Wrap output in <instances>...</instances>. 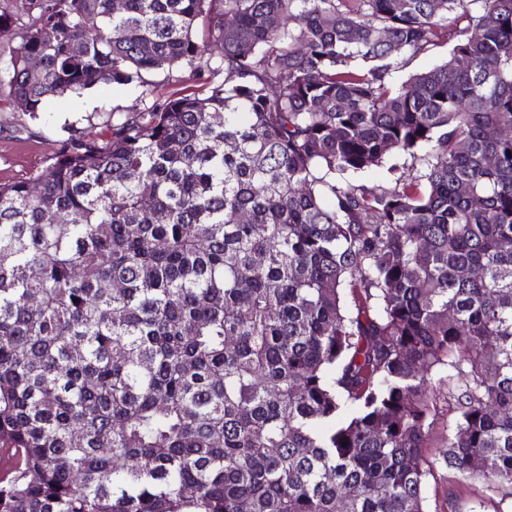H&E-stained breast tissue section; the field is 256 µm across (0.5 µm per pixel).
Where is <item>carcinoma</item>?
<instances>
[{"label": "carcinoma", "instance_id": "carcinoma-1", "mask_svg": "<svg viewBox=\"0 0 512 512\" xmlns=\"http://www.w3.org/2000/svg\"><path fill=\"white\" fill-rule=\"evenodd\" d=\"M24 8L32 118L204 89L0 185V512H428L446 367L443 464L512 498V0ZM439 43L438 47H435L432 51L413 58L403 70L401 76L405 77L409 73L427 70L440 64L447 55L449 45L443 41ZM455 414L448 410L447 404L443 400V396H440L438 402V415L435 420V424L432 430V448H430L429 459L436 461L439 458V450L444 448L446 444V438L448 437V429L453 424Z\"/></svg>", "mask_w": 512, "mask_h": 512}]
</instances>
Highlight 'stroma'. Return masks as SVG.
<instances>
[{
	"instance_id": "35a3bbf8",
	"label": "stroma",
	"mask_w": 512,
	"mask_h": 512,
	"mask_svg": "<svg viewBox=\"0 0 512 512\" xmlns=\"http://www.w3.org/2000/svg\"><path fill=\"white\" fill-rule=\"evenodd\" d=\"M148 79L152 94L134 86L102 85L50 99L35 119L14 111L5 101L8 88L1 85L0 183L21 181L45 170L71 131L101 133L132 112L147 110L154 100L200 88L196 82H176L164 68L151 72ZM425 491L430 512H512V499H501L438 463L426 478Z\"/></svg>"
}]
</instances>
